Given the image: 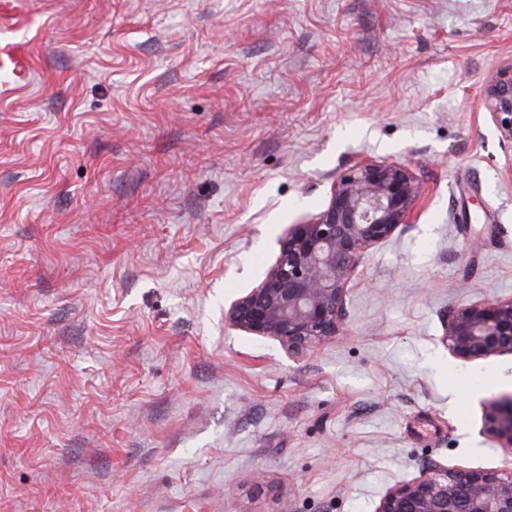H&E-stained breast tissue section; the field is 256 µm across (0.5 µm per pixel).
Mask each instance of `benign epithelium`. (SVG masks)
Instances as JSON below:
<instances>
[{
    "label": "benign epithelium",
    "instance_id": "benign-epithelium-1",
    "mask_svg": "<svg viewBox=\"0 0 512 512\" xmlns=\"http://www.w3.org/2000/svg\"><path fill=\"white\" fill-rule=\"evenodd\" d=\"M486 107L512 146V63L484 80ZM423 183L405 162L365 159L341 173L327 204L279 239L261 282L224 311L229 328L296 352L339 335L347 285L359 260L409 223ZM441 343L456 360L512 355V298L487 299L448 314ZM482 433L512 446V393L483 409ZM376 512H512V469L440 465L391 488Z\"/></svg>",
    "mask_w": 512,
    "mask_h": 512
}]
</instances>
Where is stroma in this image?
<instances>
[{
  "mask_svg": "<svg viewBox=\"0 0 512 512\" xmlns=\"http://www.w3.org/2000/svg\"><path fill=\"white\" fill-rule=\"evenodd\" d=\"M509 63L512 0H0V512H376L512 467V356L440 342L512 297ZM366 156L424 192L339 335L225 327ZM486 107L500 139L510 145L512 173V63L489 72L484 80ZM482 433L504 440L512 447V392L492 399L485 405Z\"/></svg>",
  "mask_w": 512,
  "mask_h": 512,
  "instance_id": "stroma-1",
  "label": "stroma"
}]
</instances>
